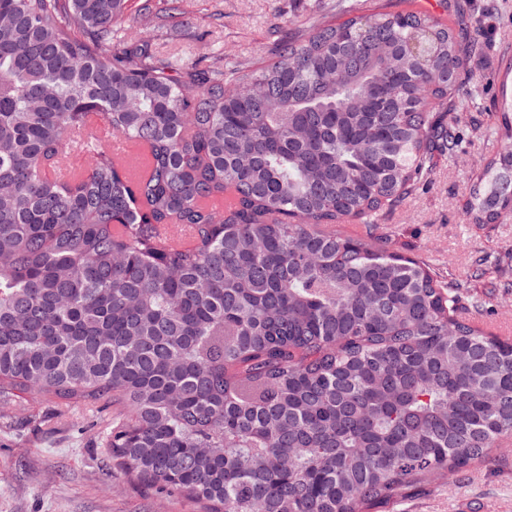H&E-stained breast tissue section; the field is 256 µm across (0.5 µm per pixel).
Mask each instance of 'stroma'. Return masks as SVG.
I'll return each mask as SVG.
<instances>
[{
	"label": "stroma",
	"mask_w": 512,
	"mask_h": 512,
	"mask_svg": "<svg viewBox=\"0 0 512 512\" xmlns=\"http://www.w3.org/2000/svg\"><path fill=\"white\" fill-rule=\"evenodd\" d=\"M363 12L415 9L441 22L467 12L482 45L468 62L475 78L440 112L456 124L461 148L440 159L431 182L386 213L378 232L400 250L461 286L464 313L512 329V218L472 224L462 205L470 177L496 151L493 133L512 113V0H357ZM139 0H127L125 27L146 30L156 56L197 68L215 57L256 63L309 18L332 21L339 0H183L185 25L144 27ZM109 414L31 417L0 406V512H204L202 503L156 493L118 468L106 446ZM375 512H512V440L459 476L408 488Z\"/></svg>",
	"instance_id": "obj_1"
}]
</instances>
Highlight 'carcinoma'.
Masks as SVG:
<instances>
[{"instance_id": "carcinoma-1", "label": "carcinoma", "mask_w": 512, "mask_h": 512, "mask_svg": "<svg viewBox=\"0 0 512 512\" xmlns=\"http://www.w3.org/2000/svg\"><path fill=\"white\" fill-rule=\"evenodd\" d=\"M125 2L0 0V404L118 406L112 460L207 512H367L512 436V338L375 234L460 146L432 109L481 50L463 10L344 4L199 70L127 37ZM496 137L474 224L512 217V113Z\"/></svg>"}]
</instances>
